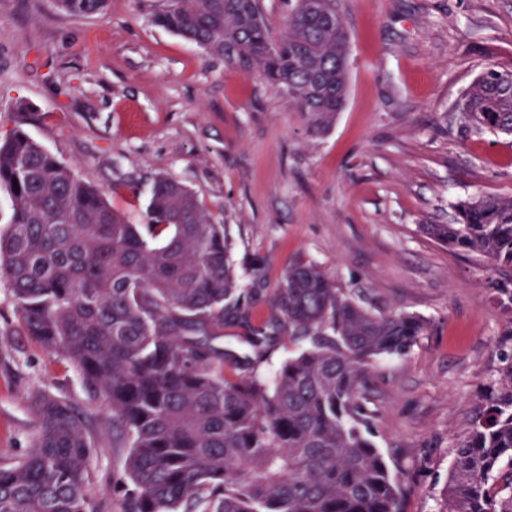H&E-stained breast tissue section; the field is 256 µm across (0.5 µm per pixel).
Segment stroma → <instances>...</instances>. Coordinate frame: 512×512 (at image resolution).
<instances>
[{
    "label": "stroma",
    "instance_id": "1",
    "mask_svg": "<svg viewBox=\"0 0 512 512\" xmlns=\"http://www.w3.org/2000/svg\"><path fill=\"white\" fill-rule=\"evenodd\" d=\"M161 5L108 0L105 15L78 17L52 0H0V140L25 129L133 224L148 221L155 176L181 182L227 225L243 284L264 261L243 302L252 322L301 260L374 312L423 317L406 354L375 362L361 404L404 512H440L452 450L512 353V313L489 261L423 227L453 223L460 200L512 196V136L467 129L453 109L487 66L512 69V0H336L348 89L319 135L257 72L152 25ZM44 389L86 405L73 367L21 334L0 275V457L28 453L27 398ZM87 407L92 496L119 512L110 487L127 451Z\"/></svg>",
    "mask_w": 512,
    "mask_h": 512
}]
</instances>
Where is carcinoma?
<instances>
[{"label":"carcinoma","mask_w":512,"mask_h":512,"mask_svg":"<svg viewBox=\"0 0 512 512\" xmlns=\"http://www.w3.org/2000/svg\"><path fill=\"white\" fill-rule=\"evenodd\" d=\"M74 16L107 0H53ZM152 22L229 66L254 70L330 128L347 94L349 38L335 0H296L288 33L272 36L259 0H167ZM464 126L512 134V71L488 67L455 103ZM0 185L11 195L0 272L20 331L77 371L86 398L126 448L112 474L120 512H402L400 484L359 419L374 361L400 355L425 329L405 313L376 314L312 262L275 289L255 346L281 336L308 347L268 387L225 372L210 344L246 322L232 242L196 195L169 176L151 189L147 224L107 200L23 128L0 141ZM437 242L484 257L507 277L512 311V197H472L452 224H424ZM486 406L452 449L440 512H512V354ZM30 451L0 457V512H107L90 500L96 428L73 402L28 398Z\"/></svg>","instance_id":"cac0c4a2"}]
</instances>
